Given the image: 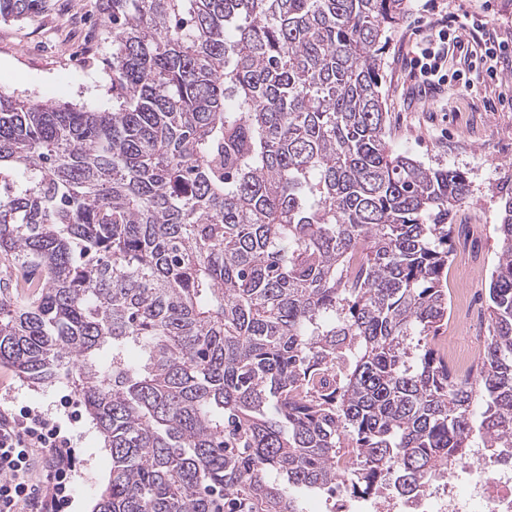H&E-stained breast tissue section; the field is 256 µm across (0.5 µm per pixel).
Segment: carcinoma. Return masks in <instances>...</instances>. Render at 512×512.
Segmentation results:
<instances>
[{"label":"carcinoma","instance_id":"carcinoma-1","mask_svg":"<svg viewBox=\"0 0 512 512\" xmlns=\"http://www.w3.org/2000/svg\"><path fill=\"white\" fill-rule=\"evenodd\" d=\"M110 4L115 109L0 94V363L81 395L94 512H304L512 448V181L484 353L452 372L472 185L386 139L409 0Z\"/></svg>","mask_w":512,"mask_h":512}]
</instances>
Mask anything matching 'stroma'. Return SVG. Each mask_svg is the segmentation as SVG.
I'll return each mask as SVG.
<instances>
[{
	"label": "stroma",
	"mask_w": 512,
	"mask_h": 512,
	"mask_svg": "<svg viewBox=\"0 0 512 512\" xmlns=\"http://www.w3.org/2000/svg\"><path fill=\"white\" fill-rule=\"evenodd\" d=\"M102 0H50L30 17L0 20V92L35 100H60L86 110L112 107V40L103 23ZM406 23L395 29L383 55L381 87L388 112L392 149L426 165L464 171L473 193L454 212L453 221L470 225L469 239L458 240L448 258V323L438 342L477 359L481 342L461 314L465 302L485 311L488 288L500 250L495 230L499 203L495 186L512 175V72L484 79L472 89L459 82L426 94L407 77L405 61L421 29L444 14L487 8L501 37L512 38V0H410ZM69 399L63 410L61 399ZM0 404L41 411L77 435L79 477L66 512H83L96 502L112 465L81 396L68 384L33 387L0 365ZM76 411L70 421L68 411Z\"/></svg>",
	"instance_id": "stroma-1"
}]
</instances>
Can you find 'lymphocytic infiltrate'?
Listing matches in <instances>:
<instances>
[{
	"instance_id": "obj_1",
	"label": "lymphocytic infiltrate",
	"mask_w": 512,
	"mask_h": 512,
	"mask_svg": "<svg viewBox=\"0 0 512 512\" xmlns=\"http://www.w3.org/2000/svg\"><path fill=\"white\" fill-rule=\"evenodd\" d=\"M452 44L464 48L465 69L449 71ZM511 67L512 45L499 40L487 15L474 13L457 26L444 17L430 23L408 75L427 89H440L452 77L470 88L479 77ZM77 473L74 440L57 422L27 407L0 410V512H62Z\"/></svg>"
}]
</instances>
